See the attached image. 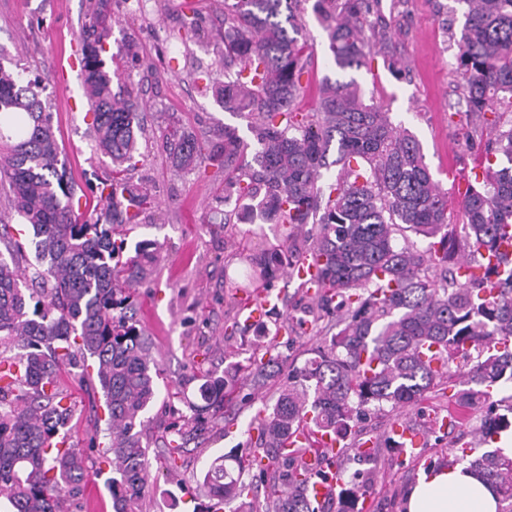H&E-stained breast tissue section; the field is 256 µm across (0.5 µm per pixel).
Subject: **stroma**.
Returning <instances> with one entry per match:
<instances>
[{
  "instance_id": "stroma-1",
  "label": "stroma",
  "mask_w": 512,
  "mask_h": 512,
  "mask_svg": "<svg viewBox=\"0 0 512 512\" xmlns=\"http://www.w3.org/2000/svg\"><path fill=\"white\" fill-rule=\"evenodd\" d=\"M181 0H114L112 38L132 37L146 67L132 70V80L148 108L145 131L138 139L141 160L130 171L134 185L147 188L158 205L148 212L129 237L130 243L158 242L160 257L152 273L137 285L141 325L151 342V354L162 378L159 396L146 413L149 462L154 481L142 502V512H194L199 503L196 480L206 463L219 456L240 461L256 448L250 423L264 400L276 397L292 366L302 365L320 341L318 334L276 336L282 312L302 316L304 301L295 280L278 275L272 290L276 312L246 330L225 335L224 312L240 290L228 287L226 276L242 275L245 265L233 256V245L248 237L250 225L224 221V173L208 163L191 170L175 167L167 157L161 132L171 118L198 135L217 137L224 126L248 136L245 118L224 111L210 87L223 81L220 46L224 37L221 0H193L204 41H181ZM453 0H379L374 12L386 29L387 44L397 60L391 68L375 59L371 69L354 74L366 97L374 99L394 124L412 131L420 141L434 179L452 188L449 168L474 174L481 168V149L466 139L470 119L459 115L460 81L452 69L453 51L445 28ZM90 0H0V47L24 65L26 78H39L41 97L58 125L66 148L67 169L78 192L98 200L112 170L108 157L97 153L91 113L71 111L55 79L59 64L78 50V35ZM314 51L311 82L299 100L302 110L316 106L317 84L339 72L327 52L325 32L312 12L302 16ZM271 354L279 372L261 391L244 385L233 408L221 420L187 428L185 451L177 470H167L162 454L169 428L179 414L202 405L200 369L223 372L231 361ZM76 450L90 469L80 494L67 504L69 512H112L105 480L112 470L98 448L88 443L95 414L87 395L73 390ZM474 419H464L453 436L468 441ZM447 432L426 433L415 456L397 457L383 467L349 456L331 459L362 485L365 512H401L402 495L426 467L448 454Z\"/></svg>"
}]
</instances>
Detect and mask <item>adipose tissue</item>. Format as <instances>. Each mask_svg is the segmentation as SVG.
<instances>
[{
  "label": "adipose tissue",
  "mask_w": 512,
  "mask_h": 512,
  "mask_svg": "<svg viewBox=\"0 0 512 512\" xmlns=\"http://www.w3.org/2000/svg\"><path fill=\"white\" fill-rule=\"evenodd\" d=\"M406 512H497L490 486L458 469L422 475L406 495Z\"/></svg>",
  "instance_id": "adipose-tissue-1"
}]
</instances>
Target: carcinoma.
Wrapping results in <instances>:
<instances>
[{
	"label": "carcinoma",
	"instance_id": "carcinoma-1",
	"mask_svg": "<svg viewBox=\"0 0 512 512\" xmlns=\"http://www.w3.org/2000/svg\"><path fill=\"white\" fill-rule=\"evenodd\" d=\"M308 1L336 68H370L366 31L377 27L370 0H224V83L212 85L213 95L225 111L248 119L254 143L229 125L217 141L200 140L177 120L162 132L177 167L192 169L205 154L224 169V203L234 205L225 223L252 216L261 253L250 258L248 282L269 285L302 256L316 257L308 317L288 316L275 333L305 336L336 314L338 331L324 335L254 417L253 457L278 463L281 474L251 512H320L298 479L306 449L284 448L302 425L335 435L341 455L359 456L364 439L355 427L365 412L387 408L399 418L455 379L464 388L451 398L480 424L468 447L448 444L444 465L480 476L497 493L498 512H512V457L487 447L512 428V396L492 400V389L512 383V256L499 253L512 226V125L499 122L501 112H512V0H454L463 18L455 73L465 114L487 136L483 186H469L461 225L448 223V191L433 178L417 137L366 103L355 79L324 78L318 108L297 111L310 62L300 20ZM182 28L189 39L205 36L195 12L184 15ZM111 30L112 0H93L80 33L81 76L95 143L112 160V176L106 208L92 222L79 220L80 209L98 206L75 201L60 130L37 82L0 64V192L25 234L8 235L0 224V366L16 368L0 370V499L10 512H63L64 499L80 490L85 457L57 447L73 419L59 381L64 373L81 388L102 390L113 512H139L152 481L143 417L161 373L128 286L150 275L159 245L141 241L127 253L126 225L140 223L155 198L127 177L138 163L140 102L118 61L138 55L125 38L111 53L115 68L104 70ZM333 166L336 178L324 179ZM308 224L316 231H304ZM410 232L428 246L417 248ZM28 248L37 260L32 273L16 262ZM476 261L483 276L460 275ZM274 376L272 357L230 362L222 376L206 370L205 409L223 410L240 381L260 389ZM183 434L173 426L165 441L172 463ZM369 440L391 457L407 452L389 427ZM200 479L202 496L225 505L253 493L222 457ZM338 480L336 512H363L342 468Z\"/></svg>",
	"mask_w": 512,
	"mask_h": 512
}]
</instances>
